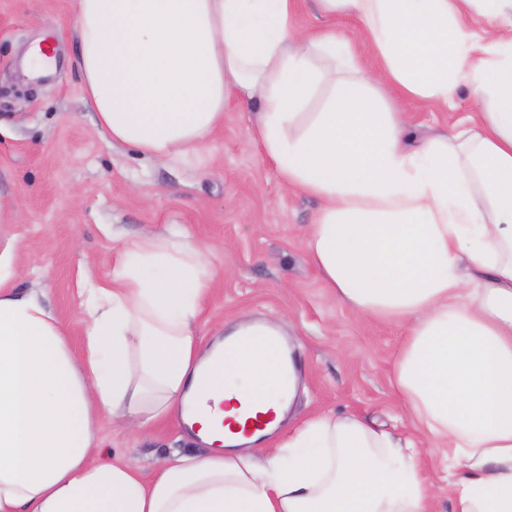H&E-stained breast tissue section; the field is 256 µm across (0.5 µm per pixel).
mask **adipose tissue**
<instances>
[{"label":"adipose tissue","mask_w":512,"mask_h":512,"mask_svg":"<svg viewBox=\"0 0 512 512\" xmlns=\"http://www.w3.org/2000/svg\"><path fill=\"white\" fill-rule=\"evenodd\" d=\"M316 3L354 36L300 29L295 0H76L77 65L99 126L149 158L195 152L226 96L252 105L283 186L319 202L301 236L326 287L404 330L390 380L413 432L321 413L247 452L263 433L245 419L283 415L297 373L268 340L277 315L201 349L211 262L186 231L124 242L108 281L85 280L77 346L38 292L9 287L27 258L7 249L0 512H432L426 446L450 461V512H512V0ZM462 88L473 112L433 137L387 103ZM107 413L140 430L182 416L203 446L148 479L91 463Z\"/></svg>","instance_id":"obj_1"}]
</instances>
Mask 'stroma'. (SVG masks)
<instances>
[{
    "label": "stroma",
    "mask_w": 512,
    "mask_h": 512,
    "mask_svg": "<svg viewBox=\"0 0 512 512\" xmlns=\"http://www.w3.org/2000/svg\"><path fill=\"white\" fill-rule=\"evenodd\" d=\"M42 36L58 63L32 81L21 59ZM76 53L75 0H0V200L12 205L0 249L11 244L31 259L12 286L38 291L80 342L82 281L109 278L121 241L185 228L215 263L198 330L278 312L297 348L300 378L287 425L254 446L256 455L322 412L354 415L399 437L411 432L413 419L389 380L401 328L340 304L325 288L300 236L318 203L281 185L251 142L246 105L228 97L223 124L196 155L148 158L98 126ZM396 107L430 136L448 131L470 102L458 96L445 112L411 99ZM101 437L99 459H136L147 477L172 449L197 447L170 419L140 434L106 416Z\"/></svg>",
    "instance_id": "1"
}]
</instances>
